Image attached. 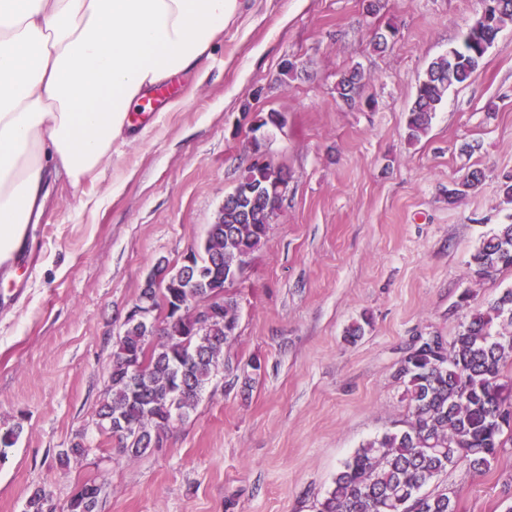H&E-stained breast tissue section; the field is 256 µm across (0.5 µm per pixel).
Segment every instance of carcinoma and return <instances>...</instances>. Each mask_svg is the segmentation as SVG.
<instances>
[{
	"label": "carcinoma",
	"instance_id": "carcinoma-1",
	"mask_svg": "<svg viewBox=\"0 0 512 512\" xmlns=\"http://www.w3.org/2000/svg\"><path fill=\"white\" fill-rule=\"evenodd\" d=\"M491 15L499 22L512 20V0H490ZM499 30L492 25L471 26L454 53L432 61L419 81L408 112L411 140L426 132L452 87L472 81L479 73ZM363 74L354 68L336 84L339 97L351 102L360 94ZM260 129L280 127L277 112L257 113ZM284 169L274 164L250 165L224 195V223L211 224L205 237L191 247L196 271L193 294L207 297L210 272L224 275V299L218 318L206 333H195L190 317L161 325L125 322L113 341L112 365L105 395L97 410L101 434L114 439L119 452L131 458L151 446L159 447L176 421L196 411L206 386L217 375L224 345L238 326V303L229 288L242 277L253 254L267 238V226L278 215L269 210ZM482 172L448 189L453 202L477 187ZM257 186L260 194H240V185ZM473 277L484 280L502 268H512V223L481 240L469 262ZM466 292L461 303L470 307L452 342L437 337L436 346L417 336L400 361L397 377L409 398L410 421L406 428L374 438L343 463L333 488L320 503L319 512H456L448 493L427 494L422 489L448 469L463 466L479 473L498 452L512 445V378L502 374L512 359V288L484 303L471 304ZM140 362L137 382L126 370L129 359ZM137 428L114 435L119 418ZM20 422L0 429V458L14 447ZM87 452L83 440L58 453L60 465ZM104 483L80 484L66 502L65 512H97ZM48 498L35 491L25 512H49Z\"/></svg>",
	"mask_w": 512,
	"mask_h": 512
}]
</instances>
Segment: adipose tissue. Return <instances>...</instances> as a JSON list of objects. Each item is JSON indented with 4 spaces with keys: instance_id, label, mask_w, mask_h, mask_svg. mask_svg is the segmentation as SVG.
I'll return each mask as SVG.
<instances>
[{
    "instance_id": "adipose-tissue-1",
    "label": "adipose tissue",
    "mask_w": 512,
    "mask_h": 512,
    "mask_svg": "<svg viewBox=\"0 0 512 512\" xmlns=\"http://www.w3.org/2000/svg\"><path fill=\"white\" fill-rule=\"evenodd\" d=\"M239 0H0V263L42 211L51 173L72 184L127 143L131 113L196 72Z\"/></svg>"
}]
</instances>
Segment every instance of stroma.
I'll return each instance as SVG.
<instances>
[{"label":"stroma","mask_w":512,"mask_h":512,"mask_svg":"<svg viewBox=\"0 0 512 512\" xmlns=\"http://www.w3.org/2000/svg\"><path fill=\"white\" fill-rule=\"evenodd\" d=\"M479 12L478 0H377L371 16L363 0H242L206 80L176 77L103 177L50 179L47 231L12 274L23 294L0 308V427H24L0 460V512H24L37 489L63 507L102 476L98 512H318L357 448L403 428L395 372L412 338L453 340L469 313L462 293L487 301L512 288L511 268L479 282L468 265L512 223L500 190L512 171V23L428 132L411 142L405 130L429 63ZM286 58L298 72L283 81ZM354 67L365 82L348 104L336 80ZM247 109L286 119L265 153L287 172L288 197L232 289L238 328L196 412L162 448L119 455L96 416L113 341L149 270L181 265L250 163ZM475 170L477 188L449 200ZM364 316L365 334L347 341ZM78 435L87 453L60 466ZM431 488L457 512H507L512 446L484 474L452 468Z\"/></svg>","instance_id":"35a3bbf8"}]
</instances>
